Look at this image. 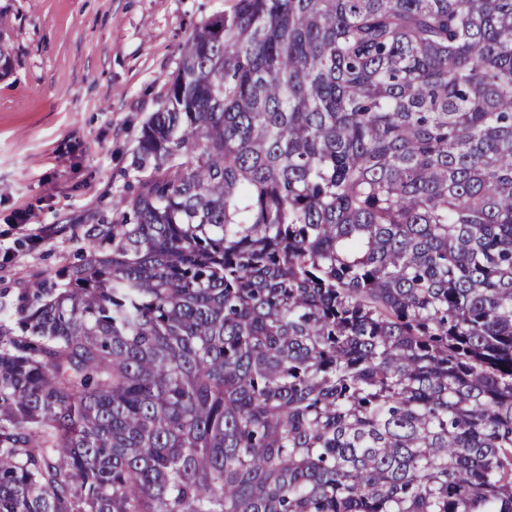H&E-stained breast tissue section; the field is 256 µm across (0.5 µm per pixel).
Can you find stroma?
<instances>
[{
  "label": "stroma",
  "mask_w": 512,
  "mask_h": 512,
  "mask_svg": "<svg viewBox=\"0 0 512 512\" xmlns=\"http://www.w3.org/2000/svg\"><path fill=\"white\" fill-rule=\"evenodd\" d=\"M232 0H0V303L58 274L87 217L108 211L138 173L147 119L180 48ZM36 216L39 239L14 221Z\"/></svg>",
  "instance_id": "obj_1"
}]
</instances>
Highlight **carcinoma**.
Wrapping results in <instances>:
<instances>
[{
    "mask_svg": "<svg viewBox=\"0 0 512 512\" xmlns=\"http://www.w3.org/2000/svg\"><path fill=\"white\" fill-rule=\"evenodd\" d=\"M135 168L0 307V512H512V0H233Z\"/></svg>",
    "mask_w": 512,
    "mask_h": 512,
    "instance_id": "cac0c4a2",
    "label": "carcinoma"
}]
</instances>
